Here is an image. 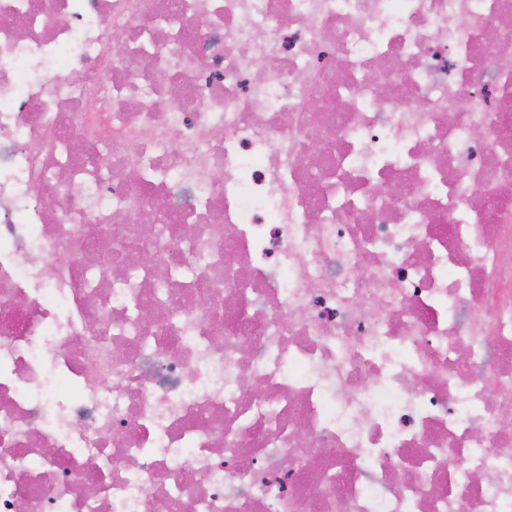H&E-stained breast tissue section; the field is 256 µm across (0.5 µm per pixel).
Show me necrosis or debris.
I'll return each mask as SVG.
<instances>
[{"instance_id": "4bbe7bcc", "label": "necrosis or debris", "mask_w": 512, "mask_h": 512, "mask_svg": "<svg viewBox=\"0 0 512 512\" xmlns=\"http://www.w3.org/2000/svg\"><path fill=\"white\" fill-rule=\"evenodd\" d=\"M507 51L512 0H0V512H512Z\"/></svg>"}]
</instances>
